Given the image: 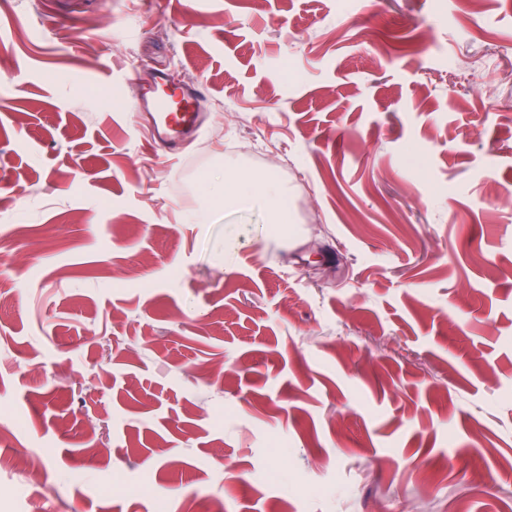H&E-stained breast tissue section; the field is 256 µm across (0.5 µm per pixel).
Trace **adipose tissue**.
<instances>
[{
    "label": "adipose tissue",
    "instance_id": "ef3b65f1",
    "mask_svg": "<svg viewBox=\"0 0 512 512\" xmlns=\"http://www.w3.org/2000/svg\"><path fill=\"white\" fill-rule=\"evenodd\" d=\"M202 187L215 204L225 208H260L266 215L268 235L285 241L293 240L294 235L288 230L291 222L288 194L274 174L257 177L228 163L224 166L223 176L205 179Z\"/></svg>",
    "mask_w": 512,
    "mask_h": 512
}]
</instances>
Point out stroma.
Here are the masks:
<instances>
[{
	"label": "stroma",
	"instance_id": "stroma-1",
	"mask_svg": "<svg viewBox=\"0 0 512 512\" xmlns=\"http://www.w3.org/2000/svg\"><path fill=\"white\" fill-rule=\"evenodd\" d=\"M224 161L299 246L195 223ZM25 457L47 512H512V0H0V512ZM154 80L157 84L173 86L180 97L178 106L173 110L163 102L157 103L156 110L159 113L156 124L157 137L164 142H176L197 133L201 125L196 90L174 83L172 76L167 73L155 75Z\"/></svg>",
	"mask_w": 512,
	"mask_h": 512
}]
</instances>
